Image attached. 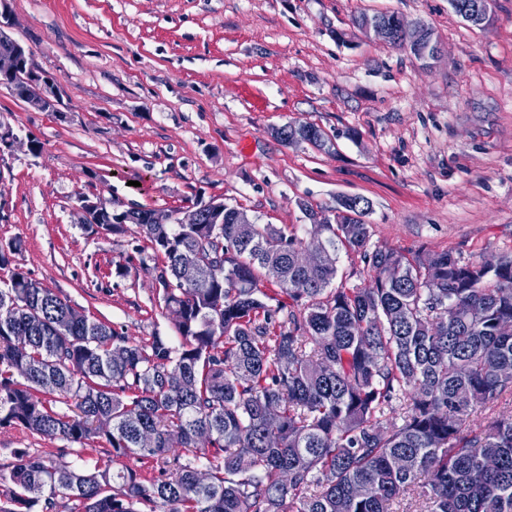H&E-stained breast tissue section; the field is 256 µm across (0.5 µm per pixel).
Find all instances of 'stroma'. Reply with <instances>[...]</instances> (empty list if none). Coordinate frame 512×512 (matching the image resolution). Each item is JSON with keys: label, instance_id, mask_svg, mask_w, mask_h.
Instances as JSON below:
<instances>
[{"label": "stroma", "instance_id": "obj_1", "mask_svg": "<svg viewBox=\"0 0 512 512\" xmlns=\"http://www.w3.org/2000/svg\"><path fill=\"white\" fill-rule=\"evenodd\" d=\"M376 13L428 25L439 57L423 65L357 26ZM11 23L64 109L0 87L18 136L0 151V243L20 240L13 266L132 341L175 329L150 275L115 274L132 235L89 234L79 197L113 195L119 211L214 198L305 236L300 202L359 196L374 246L512 255V0H491L483 28L448 0H11ZM306 123L326 148L279 138ZM18 448L113 465L102 441L73 451L0 428V466Z\"/></svg>", "mask_w": 512, "mask_h": 512}]
</instances>
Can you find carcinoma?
I'll use <instances>...</instances> for the list:
<instances>
[{
  "instance_id": "cac0c4a2",
  "label": "carcinoma",
  "mask_w": 512,
  "mask_h": 512,
  "mask_svg": "<svg viewBox=\"0 0 512 512\" xmlns=\"http://www.w3.org/2000/svg\"><path fill=\"white\" fill-rule=\"evenodd\" d=\"M288 133L326 145L313 124ZM336 211L308 242L286 225L236 224L227 207L199 224L135 208L133 225L114 224L102 211L86 230L139 241L176 343H134L14 269L0 282V427L103 440L151 476L18 448L0 467V512H390L410 495L420 512H512V411L466 425L512 391V259H410L370 247L357 199ZM314 244L319 265L303 275L297 251ZM342 250L371 285L336 284ZM193 252L211 259L188 276ZM448 305L482 318L445 322ZM353 484L368 496L348 498Z\"/></svg>"
}]
</instances>
